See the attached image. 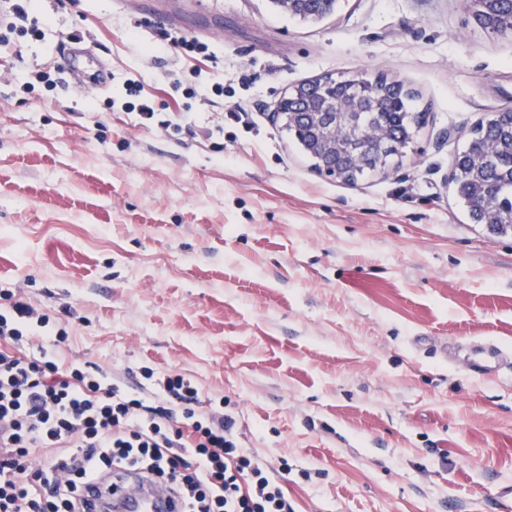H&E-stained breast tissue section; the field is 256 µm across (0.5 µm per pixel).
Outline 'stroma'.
Segmentation results:
<instances>
[{"mask_svg":"<svg viewBox=\"0 0 512 512\" xmlns=\"http://www.w3.org/2000/svg\"><path fill=\"white\" fill-rule=\"evenodd\" d=\"M36 22L0 48V287L67 324L64 358L194 379L295 512H512V235L450 182L512 106V33L462 0H337L317 22L271 0H37ZM73 41L104 89L42 83ZM324 74L415 91L427 119L388 173L320 175L277 119ZM478 338L506 346L493 378L455 365Z\"/></svg>","mask_w":512,"mask_h":512,"instance_id":"35a3bbf8","label":"stroma"}]
</instances>
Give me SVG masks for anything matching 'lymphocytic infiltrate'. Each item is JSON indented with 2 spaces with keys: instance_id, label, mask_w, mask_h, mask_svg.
<instances>
[{
  "instance_id": "lymphocytic-infiltrate-1",
  "label": "lymphocytic infiltrate",
  "mask_w": 512,
  "mask_h": 512,
  "mask_svg": "<svg viewBox=\"0 0 512 512\" xmlns=\"http://www.w3.org/2000/svg\"><path fill=\"white\" fill-rule=\"evenodd\" d=\"M0 298V512H86L87 490L110 492L129 473L165 485L185 512H294L223 404L197 411L195 381L150 372L129 390L61 362L65 325L21 292ZM36 448L50 449L48 467L33 465Z\"/></svg>"
}]
</instances>
